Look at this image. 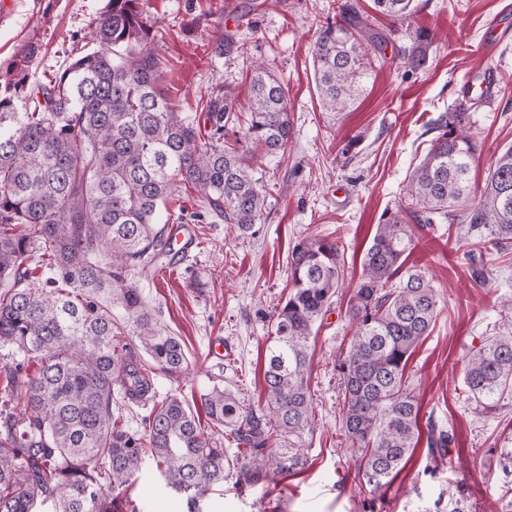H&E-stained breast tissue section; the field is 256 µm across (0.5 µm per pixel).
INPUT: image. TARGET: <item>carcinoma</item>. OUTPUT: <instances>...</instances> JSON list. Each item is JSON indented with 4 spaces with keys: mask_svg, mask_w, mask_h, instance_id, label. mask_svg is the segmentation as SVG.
Here are the masks:
<instances>
[{
    "mask_svg": "<svg viewBox=\"0 0 512 512\" xmlns=\"http://www.w3.org/2000/svg\"><path fill=\"white\" fill-rule=\"evenodd\" d=\"M374 3L396 21L413 11V0ZM362 24L343 3L315 39V85L328 112L354 100L373 71ZM91 40L92 48L44 81L31 78L27 62L38 48L28 44L0 79V345L16 356L0 387V404L14 405L0 410V512H139L125 510L112 490L154 473L183 495L187 512H204L201 501L214 484L263 485L306 466L305 436L315 425L309 342L342 285L345 246L329 237L294 245L290 292L271 315L264 405L246 406L215 386L203 395L207 431L175 394L153 406L144 431L122 425L114 391L133 403L152 399L154 376L177 380L188 368L183 344L128 278L171 251L159 227L162 208L180 184H190L224 223L254 231L267 188L253 176V147L285 152L292 123L284 84L256 63L243 136L225 141L239 106L222 87L195 105L210 124L202 132L164 92L146 0H107ZM429 43L431 33L417 31L401 63L423 66ZM463 122L464 113L454 112L435 123L406 186L407 215L385 213L377 225L350 301L353 335L335 363L354 481L374 491L392 484L422 439L431 473L455 463L452 430L430 419L421 428L405 376L437 316L426 272L404 267L413 224H430L437 214L458 220L480 256L512 255V146L478 194L469 178L478 145ZM33 252L51 274L42 287L25 263ZM104 300L125 310L151 364L131 355ZM32 361L39 365L33 374ZM463 392L482 413L512 398V330L470 348ZM435 512L472 509L464 490L450 487Z\"/></svg>",
    "mask_w": 512,
    "mask_h": 512,
    "instance_id": "cac0c4a2",
    "label": "carcinoma"
}]
</instances>
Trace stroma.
Segmentation results:
<instances>
[{
	"mask_svg": "<svg viewBox=\"0 0 512 512\" xmlns=\"http://www.w3.org/2000/svg\"><path fill=\"white\" fill-rule=\"evenodd\" d=\"M342 0H148L147 18L158 32L166 68L165 88L191 119L204 120L195 103L222 86L239 103L248 98L253 62L268 65L288 95L292 121L285 153L257 154L254 175L268 185L264 219L255 235L203 211L201 196L179 187L168 206L192 224L197 247L189 259L160 273L132 272L158 321L178 336L189 368L179 381L156 379L157 398L183 396L201 411L202 397L219 385L244 404L265 401L263 363L271 336L269 317L287 291L288 255L306 237L340 238L346 272L312 346L311 392L316 427L307 439L303 470L277 476L265 487L225 482L206 494L211 512H430L448 484L464 483L476 512H501L512 498V475L500 467L504 437H512V405L478 414L462 390L465 356L478 337L495 334L499 299L512 295V259L495 260L489 281L477 278L468 241L455 225L434 218L419 231L408 264L429 272L439 315L433 332L412 356L407 372L420 388L421 419L453 428L456 470L430 474L426 448L418 446L386 494L356 487L354 461L340 443L341 394L334 358L351 336L348 309L361 275V256L384 211L405 200L407 178L430 147L432 124L466 103L460 89L476 73H491L492 101L469 105L466 124L480 146L472 181L483 186L498 154L512 145V28L495 51L482 37L496 16L512 19V0H414L410 18L393 22L375 13L373 0H351L377 31L395 29L364 93L341 112L324 111L315 86L312 49L317 30ZM106 0H13L0 18V75L34 43L33 78L64 68L90 48L91 24ZM233 43L216 53L215 30ZM432 33L427 62L417 70L397 58L417 30ZM351 153H343L348 141ZM223 340L232 356L211 357L209 344ZM117 497L139 512H185L181 498L157 476L139 478Z\"/></svg>",
	"mask_w": 512,
	"mask_h": 512,
	"instance_id": "1",
	"label": "stroma"
}]
</instances>
